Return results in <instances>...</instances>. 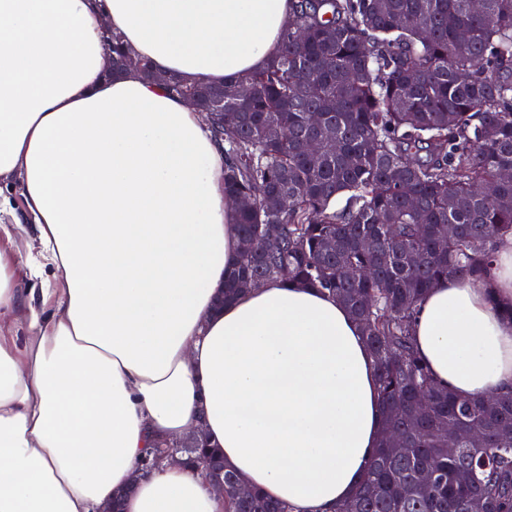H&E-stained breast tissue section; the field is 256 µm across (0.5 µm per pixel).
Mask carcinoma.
Returning <instances> with one entry per match:
<instances>
[{
    "label": "carcinoma",
    "instance_id": "1",
    "mask_svg": "<svg viewBox=\"0 0 512 512\" xmlns=\"http://www.w3.org/2000/svg\"><path fill=\"white\" fill-rule=\"evenodd\" d=\"M167 81L210 105L213 86ZM223 88L210 132L224 150V194L243 201L240 240L251 243L224 300L260 281L322 290L348 308L375 360L384 435L334 512H467L473 498L512 512V393L487 402L438 387L413 336L429 289L482 274L512 234V182L498 181L512 167V0H485L480 17L468 0H293L275 59ZM312 110L323 127L309 126ZM311 136L336 147L312 162L301 151ZM283 196L288 206L270 205ZM392 432L405 447H390ZM476 434L488 441L474 446ZM224 484V512H292L257 490L238 497L229 469Z\"/></svg>",
    "mask_w": 512,
    "mask_h": 512
}]
</instances>
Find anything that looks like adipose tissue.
Returning a JSON list of instances; mask_svg holds the SVG:
<instances>
[{
	"label": "adipose tissue",
	"mask_w": 512,
	"mask_h": 512,
	"mask_svg": "<svg viewBox=\"0 0 512 512\" xmlns=\"http://www.w3.org/2000/svg\"><path fill=\"white\" fill-rule=\"evenodd\" d=\"M291 0H0V512H224L201 469L144 470L204 424L226 468L294 512L356 491L383 433L358 322L313 288L215 301L240 240L201 115L136 72L220 84L267 66ZM24 208L16 210L13 198ZM415 345L464 398L512 391V236L429 290ZM108 38H109L108 42H112V63L110 66V71L112 72L114 70H118L121 68L120 63H121L123 57H125L127 54L120 42L119 36L110 33V37H108ZM144 62L146 63V65L148 67V69L146 71L144 69V63L142 60H134L131 57L127 56L123 60V66H122L121 70L117 73L123 74L128 69L134 68L142 78H143V72L145 71L144 73L148 80H151V78L155 79V77H154L155 73L152 70L151 65L147 61H144Z\"/></svg>",
	"instance_id": "adipose-tissue-1"
}]
</instances>
